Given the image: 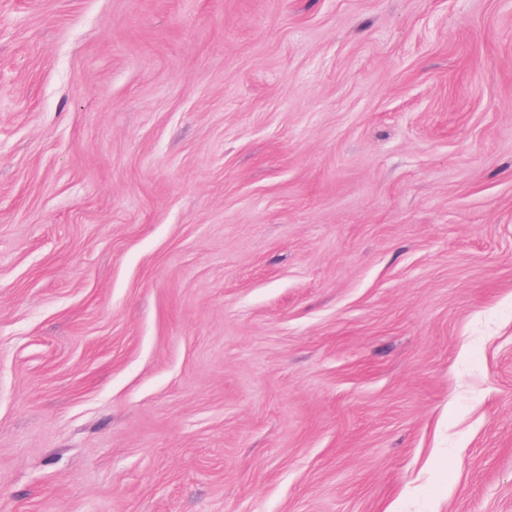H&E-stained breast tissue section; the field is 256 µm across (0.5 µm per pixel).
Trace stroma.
Here are the masks:
<instances>
[{"instance_id":"1","label":"stroma","mask_w":512,"mask_h":512,"mask_svg":"<svg viewBox=\"0 0 512 512\" xmlns=\"http://www.w3.org/2000/svg\"><path fill=\"white\" fill-rule=\"evenodd\" d=\"M0 512H512V0H0Z\"/></svg>"}]
</instances>
